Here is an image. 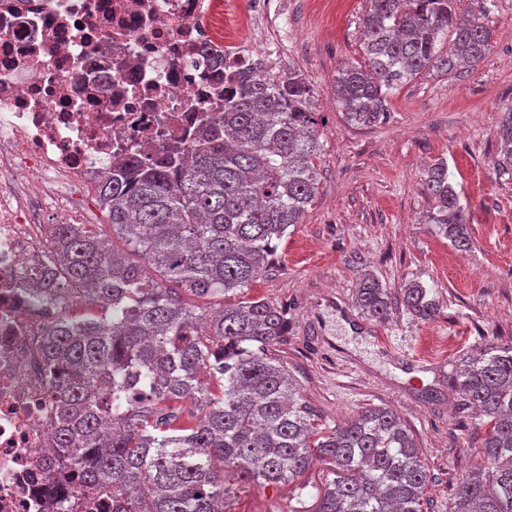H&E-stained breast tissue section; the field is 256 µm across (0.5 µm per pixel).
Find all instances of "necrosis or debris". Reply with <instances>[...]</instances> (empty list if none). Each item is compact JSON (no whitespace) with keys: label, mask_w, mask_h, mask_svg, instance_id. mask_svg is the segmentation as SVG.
<instances>
[{"label":"necrosis or debris","mask_w":512,"mask_h":512,"mask_svg":"<svg viewBox=\"0 0 512 512\" xmlns=\"http://www.w3.org/2000/svg\"><path fill=\"white\" fill-rule=\"evenodd\" d=\"M235 0H0V512H112L52 485L58 417L38 347L61 315L32 273L47 213L87 224L107 169L186 143L266 48L224 25Z\"/></svg>","instance_id":"necrosis-or-debris-1"}]
</instances>
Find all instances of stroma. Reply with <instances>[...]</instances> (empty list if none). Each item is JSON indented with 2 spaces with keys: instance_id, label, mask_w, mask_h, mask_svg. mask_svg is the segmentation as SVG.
I'll return each instance as SVG.
<instances>
[{
  "instance_id": "obj_1",
  "label": "stroma",
  "mask_w": 512,
  "mask_h": 512,
  "mask_svg": "<svg viewBox=\"0 0 512 512\" xmlns=\"http://www.w3.org/2000/svg\"><path fill=\"white\" fill-rule=\"evenodd\" d=\"M271 37L283 65L316 91L321 179L302 223L278 241L274 266L244 293L288 312L275 352L304 400L338 425L365 408L390 407L413 431L430 473L424 512H457L454 491L485 436L453 388L457 360L490 343L512 342V180L497 176V127L512 107V0H492L493 37L475 69L424 73L388 95L377 127L348 125L334 100L343 61L363 62L359 29L368 0H283ZM448 162L471 246L454 247L427 223L423 170ZM370 273L399 292L419 283L437 305L421 321L400 302L380 325L355 305ZM329 469L316 463L288 485H239L231 512H315Z\"/></svg>"
}]
</instances>
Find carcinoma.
Returning <instances> with one entry per match:
<instances>
[{
    "label": "carcinoma",
    "instance_id": "obj_1",
    "mask_svg": "<svg viewBox=\"0 0 512 512\" xmlns=\"http://www.w3.org/2000/svg\"><path fill=\"white\" fill-rule=\"evenodd\" d=\"M456 0H370L361 21L366 65L344 61L338 108L355 126L385 120L390 90L426 70L474 68L492 32ZM315 91L293 67L245 76L224 90L183 161L179 148L136 160L101 185L98 205L112 239L86 224H55L37 292L62 314L40 346L59 389L54 447L87 492L112 496V512H226L224 468L243 483L301 478L330 465L318 512H423L429 475L411 429L390 407L365 408L341 425L319 415L272 349L288 333L286 309L263 298L186 307L175 289L202 299L241 291L274 265L276 242L302 222L321 162ZM498 175L512 177V108L500 113ZM428 223L467 248L466 216L439 158L424 171ZM101 302L72 313L73 298ZM402 304L420 320L436 303L418 284ZM357 307L384 324L390 292L363 278ZM488 433L481 459L457 486L460 512H512V344L460 359L453 379ZM190 400L186 419L175 402Z\"/></svg>",
    "mask_w": 512,
    "mask_h": 512
}]
</instances>
